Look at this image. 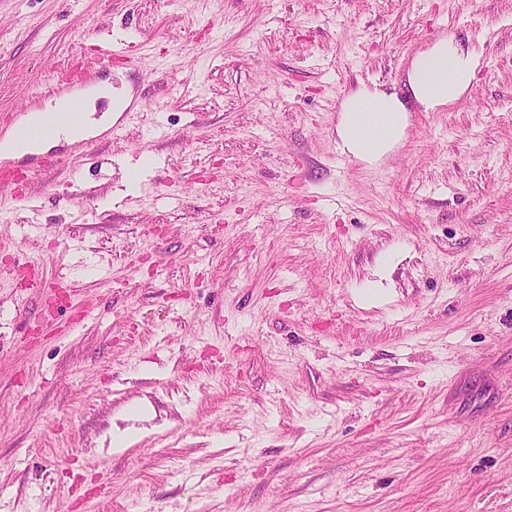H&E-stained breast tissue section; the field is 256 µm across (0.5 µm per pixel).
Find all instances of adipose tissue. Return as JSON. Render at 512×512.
Here are the masks:
<instances>
[{
    "label": "adipose tissue",
    "instance_id": "obj_1",
    "mask_svg": "<svg viewBox=\"0 0 512 512\" xmlns=\"http://www.w3.org/2000/svg\"><path fill=\"white\" fill-rule=\"evenodd\" d=\"M478 60L455 35L436 39L412 60L407 96L384 86H363L342 103L336 133L344 153L369 164L387 160L409 125V112H434L457 102L477 76Z\"/></svg>",
    "mask_w": 512,
    "mask_h": 512
}]
</instances>
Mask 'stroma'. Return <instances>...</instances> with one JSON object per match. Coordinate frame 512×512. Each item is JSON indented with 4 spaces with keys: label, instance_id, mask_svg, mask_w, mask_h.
Listing matches in <instances>:
<instances>
[{
    "label": "stroma",
    "instance_id": "35a3bbf8",
    "mask_svg": "<svg viewBox=\"0 0 512 512\" xmlns=\"http://www.w3.org/2000/svg\"><path fill=\"white\" fill-rule=\"evenodd\" d=\"M451 33L463 99L343 161ZM111 38L143 120L0 205V504L512 512V0H0V131ZM478 60L455 35H443L412 60L406 72L409 93L396 87L361 86L342 103L336 133L342 152L371 165L398 149L411 106L434 112L461 99L476 80Z\"/></svg>",
    "mask_w": 512,
    "mask_h": 512
}]
</instances>
